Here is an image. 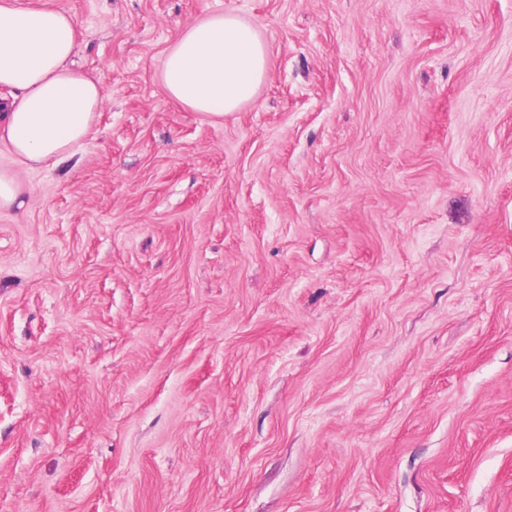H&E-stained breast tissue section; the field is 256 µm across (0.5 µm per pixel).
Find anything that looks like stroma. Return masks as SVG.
Wrapping results in <instances>:
<instances>
[{
    "label": "stroma",
    "mask_w": 512,
    "mask_h": 512,
    "mask_svg": "<svg viewBox=\"0 0 512 512\" xmlns=\"http://www.w3.org/2000/svg\"><path fill=\"white\" fill-rule=\"evenodd\" d=\"M26 2L105 103L0 210V512H512V0ZM267 46L256 28L232 13L186 25L163 58L166 95L214 118L236 112L268 78Z\"/></svg>",
    "instance_id": "35a3bbf8"
}]
</instances>
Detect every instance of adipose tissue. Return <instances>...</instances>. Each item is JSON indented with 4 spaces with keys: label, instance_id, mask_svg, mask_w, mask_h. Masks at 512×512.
<instances>
[{
    "label": "adipose tissue",
    "instance_id": "adipose-tissue-1",
    "mask_svg": "<svg viewBox=\"0 0 512 512\" xmlns=\"http://www.w3.org/2000/svg\"><path fill=\"white\" fill-rule=\"evenodd\" d=\"M78 25L69 13L0 0V143L19 166L48 168L80 150L101 112L100 82L75 69ZM268 77L267 46L232 13L186 25L167 49L166 95L214 118L238 111Z\"/></svg>",
    "mask_w": 512,
    "mask_h": 512
}]
</instances>
